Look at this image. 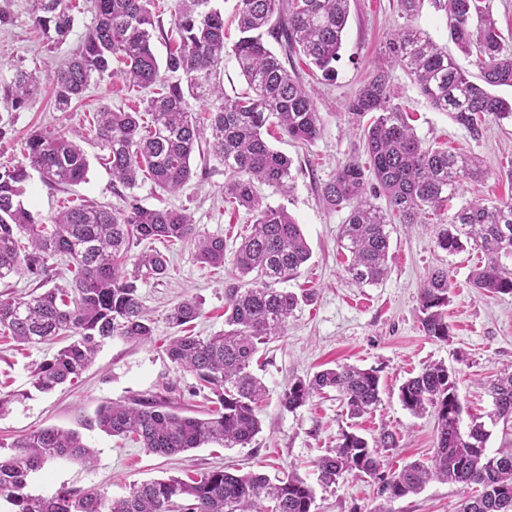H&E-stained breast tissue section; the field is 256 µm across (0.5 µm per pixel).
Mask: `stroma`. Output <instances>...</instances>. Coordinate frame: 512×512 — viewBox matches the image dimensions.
Instances as JSON below:
<instances>
[{
  "mask_svg": "<svg viewBox=\"0 0 512 512\" xmlns=\"http://www.w3.org/2000/svg\"><path fill=\"white\" fill-rule=\"evenodd\" d=\"M80 3L67 43L51 50L30 19L28 0H0V7H7L13 17L11 24L0 26V79H9L8 67L17 62L41 72L59 68L95 17L93 0ZM407 25L447 50L470 78H478L477 57L459 52L448 36L444 17L427 2L408 17L398 9L397 0H352L334 75L311 79L322 123L320 137L308 145L276 131L267 137L273 149L291 159L293 189L282 195L263 186L259 193L268 205L287 209L311 251L310 260L286 287L296 292L314 289L315 298L294 311L284 334L262 346L252 366L266 388L259 412L260 433L243 448L208 444L162 456L90 424L100 405L152 395L166 381L173 382L183 414L195 416L203 408L205 399L195 390V377L173 370L165 356L166 345L179 333L166 315L177 301L194 298L201 301L202 314L189 325L193 334L212 336L223 331L227 290L240 284L231 259L241 236L250 231L252 215L225 204L223 166L197 152L192 156L193 176L178 193L163 192L145 180L132 194L148 208L189 209L199 235L223 238L226 262L220 268L201 264L190 241L165 248L168 275L138 283L139 298L154 321L151 342L108 341L77 381L42 393L32 385V370L55 352V345L27 346L0 339V397L11 399L0 415V454H10L16 439L46 427L76 431L98 452L90 466L65 459L48 462L30 475L29 493L49 497L62 488L96 489L108 498H120L136 484L221 467L273 480L297 474L314 488L312 512H371L377 502L372 479L349 476L329 487L318 481L316 462L335 448L342 432L355 430L370 440L385 431L395 434L397 448L378 455L382 470L429 462L436 446L434 417L412 415L403 407L398 388L432 363L455 370L460 397L474 414L492 411V400L481 384L512 368V296L487 298L471 288L469 275L484 262L480 250L451 255L436 246L435 224L394 223L389 227L386 279L359 286L346 275V258L337 244L347 212L326 207L320 199L321 185L337 168L364 154L361 130L350 121L345 101L382 62L391 31ZM123 67L122 60H113V75L91 83L71 111H56L52 88L45 85L27 109L0 112V163L21 161L20 143L32 130L49 126L64 131L75 128L84 134L82 146L89 160L86 181L56 190L46 186L38 172H31L22 197L26 208L47 218L82 200L119 205L112 192V174L94 140L93 117L104 106L115 110L138 103V92L118 76ZM391 81L398 91L396 104L411 113L425 146L482 160L484 176L464 180L459 200L512 198V181L504 176L512 165V123L488 120L483 138L473 140L447 113L432 108L400 68L392 69ZM435 268L448 270L455 283L448 305L450 336L445 341L425 336L419 321L420 290ZM338 364L377 370L381 401L369 414L349 418L333 392L313 396L293 411L282 406V393L294 378ZM463 496L461 486L433 481L417 494L394 500L390 508L392 512H457Z\"/></svg>",
  "mask_w": 512,
  "mask_h": 512,
  "instance_id": "1",
  "label": "stroma"
}]
</instances>
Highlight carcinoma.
I'll return each instance as SVG.
<instances>
[{"mask_svg": "<svg viewBox=\"0 0 512 512\" xmlns=\"http://www.w3.org/2000/svg\"><path fill=\"white\" fill-rule=\"evenodd\" d=\"M31 17L48 46L66 43L73 30L79 0H30ZM443 12L450 39L459 50L476 54L482 84L461 70L447 52L421 31L406 26L391 34L387 61L348 100L354 121L368 115L363 148L368 162L352 157L321 186L330 207L348 209L338 247L349 255L348 278L358 285L378 284L388 273V225L396 215L402 224L425 223L428 211L443 209L466 179L484 174L474 157L423 146L407 113L393 102L390 69L413 77L429 105L446 112L470 137H483L486 121L512 122V100L486 87H512V51L504 48L490 0H430ZM154 0H95V18L79 45L54 73L56 108L65 112L97 78L112 74V59L121 58L126 86L147 95L139 105L96 113L95 138L112 169V182L131 190L140 174L170 193L191 179L192 155L207 145L224 166V202L253 215L248 235L234 251L233 266L247 287L230 288L224 331L208 337L175 336L165 349L173 368L195 377L198 391H209L212 406L204 416H183L158 395L99 407L98 428L126 436L147 451L174 456L217 443L245 447L261 431L258 417L266 389L251 370L260 346L280 335L288 318L314 294H297L278 284L295 276L311 257L300 225L282 207L263 203L257 186L275 192L292 188L291 160L263 139V128L275 125L289 138L312 143L321 135V119L311 91L287 64L299 55L327 78L334 73L350 0H236L233 18L240 33L225 43L224 13L211 0H174L173 25L166 29L152 11ZM161 39L167 55L156 57L152 44ZM278 45L276 53L268 42ZM234 57L250 92L229 97L220 75L224 57ZM12 78L0 85V106L7 112L28 108L40 83L37 73L11 65ZM212 106L209 123L193 115L189 99ZM149 116L144 120L143 116ZM83 133L36 129L23 145L28 164H0V281L26 273L36 291L0 297V338L38 345L63 334L69 343L33 370V386L44 393L74 380L93 362L107 339L151 341L152 319L138 296L137 282L168 273L166 256L155 248L139 253L144 242L170 243L197 239V260L224 265V239L196 233L185 209H149L132 195L119 194L123 205L85 201L43 220L27 209L21 196L37 171L50 187L80 183L89 162L80 141ZM383 196L387 208L372 199ZM27 245H22V240ZM436 246L450 254L472 244L485 256L469 282L484 296L512 294V201H467L441 223ZM61 263L71 278L46 287L53 265ZM448 270H432L420 291L419 321L425 336L446 341L450 333ZM202 314L200 301L173 305L168 322L181 327ZM490 394L495 421L512 420V371L483 384ZM334 391L350 418L368 414L380 402V378L374 369L338 365L296 378L282 395L283 407L295 410L315 394ZM405 409L433 414L436 448L431 465L411 463L389 474L380 472L378 448H395V436L382 432L370 442L344 432L332 452L317 462L318 480L332 485L348 476L377 480L379 504L371 512H390L393 500L419 492L433 480L468 490L458 512H512V452L487 455L489 431L475 420L462 427L464 405L455 372L442 363L428 365L399 387ZM14 453L0 456V500L12 512H312L314 490L290 476L276 483L260 474H233L224 469L189 481L171 476L131 488L110 499L95 489L61 490L51 497L26 491L28 477L53 460L86 465L95 450L75 431L55 427L24 435L11 444Z\"/></svg>", "mask_w": 512, "mask_h": 512, "instance_id": "cac0c4a2", "label": "carcinoma"}]
</instances>
